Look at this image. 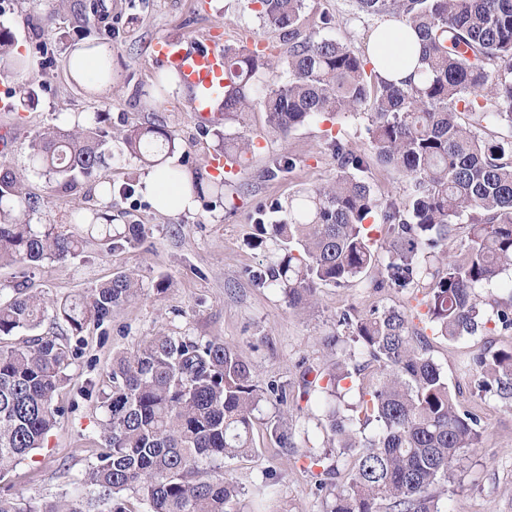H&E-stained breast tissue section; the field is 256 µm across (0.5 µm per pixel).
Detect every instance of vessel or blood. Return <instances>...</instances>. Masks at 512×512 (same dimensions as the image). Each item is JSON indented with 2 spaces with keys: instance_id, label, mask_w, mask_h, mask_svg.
Instances as JSON below:
<instances>
[{
  "instance_id": "obj_1",
  "label": "vessel or blood",
  "mask_w": 512,
  "mask_h": 512,
  "mask_svg": "<svg viewBox=\"0 0 512 512\" xmlns=\"http://www.w3.org/2000/svg\"><path fill=\"white\" fill-rule=\"evenodd\" d=\"M157 59L175 68L199 99L216 95L224 88V48L219 39L188 49L182 41L167 37L156 44Z\"/></svg>"
}]
</instances>
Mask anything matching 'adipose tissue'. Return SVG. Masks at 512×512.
Wrapping results in <instances>:
<instances>
[{
    "instance_id": "1",
    "label": "adipose tissue",
    "mask_w": 512,
    "mask_h": 512,
    "mask_svg": "<svg viewBox=\"0 0 512 512\" xmlns=\"http://www.w3.org/2000/svg\"><path fill=\"white\" fill-rule=\"evenodd\" d=\"M367 53L386 78L399 83L408 80L417 67L421 46L411 30L389 20L373 30ZM142 184L145 198L160 212L177 214L197 207L196 200L168 178L166 169H153Z\"/></svg>"
}]
</instances>
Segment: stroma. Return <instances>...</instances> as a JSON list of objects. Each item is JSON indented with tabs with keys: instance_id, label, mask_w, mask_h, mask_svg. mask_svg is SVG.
Listing matches in <instances>:
<instances>
[{
	"instance_id": "1",
	"label": "stroma",
	"mask_w": 512,
	"mask_h": 512,
	"mask_svg": "<svg viewBox=\"0 0 512 512\" xmlns=\"http://www.w3.org/2000/svg\"><path fill=\"white\" fill-rule=\"evenodd\" d=\"M101 11L91 13L88 43L112 47V80L89 84L76 79L68 67L80 40L67 14H60L52 29H25L24 14L38 13L42 0H0V23L12 27L19 42L44 41L54 46L57 65L45 67L39 54H31L30 72L42 73L46 88L38 101L22 113L0 115V161L25 171L30 190L47 203L31 217L35 224H53L58 230L85 237L80 256L60 265L46 261L37 266L16 264L0 267V289L26 282L32 292L48 299L90 293L112 274L126 270L141 280L144 293L112 315L111 322L89 326L80 355L71 367L72 380L57 402L65 414L34 450L0 483L7 496L58 500L71 492L73 483L96 460L100 446L96 398L87 396L86 385L103 384L115 351L135 349L157 333L220 339L234 346L255 370L261 384L285 385L299 380L303 364L325 367L333 355L321 343L336 331V315L354 306L361 312L374 307L399 306L402 293L374 292L365 282L344 287L325 286L318 292L314 310L298 315L289 311L279 289L259 286L253 271L268 266L275 243L254 247L256 209L271 203H287L300 191L331 182L336 162L326 143L334 133L351 149L366 151L367 116L356 111L333 121H315L288 134L267 124L265 112L256 110L243 119L220 127L228 137L251 139L253 154L246 167L235 170L221 199L176 215L154 210L142 196L102 198L100 185L120 186L128 178L143 179L147 165L127 154L122 143L107 146L105 161L92 181L76 195L52 197L48 180L28 168L29 144L41 128L57 125L70 130L90 126L98 112L107 113L106 127L163 122L184 141H193L191 152L176 150L171 159L186 172L207 167L219 144L218 136L203 135L191 110L190 92L172 83L164 95H156L154 81L161 66L154 59L158 37L172 33L206 42L212 32L224 35L225 43L250 46L256 43L286 54L288 45L277 31L263 25L247 0H100ZM333 19L332 35L351 40L364 49L376 28V18L355 14L351 0H306L303 30L316 31L322 15ZM284 156L294 166L277 177L267 169L272 159ZM103 210L125 214L127 220L146 227L144 242L135 248L109 251L98 238L88 236L77 213ZM169 286L156 292L160 278ZM429 353L448 378L449 387L465 384L462 365L484 348L512 346V332L499 336H474L448 341L430 337ZM478 406L487 427L482 446L468 453L460 466L458 482L448 491L451 512H512V408L490 400ZM291 427L295 445L280 447L271 433L273 404H266L253 424L252 456L233 461L230 474L239 482L252 512H322L314 472L295 463L298 453L320 446L323 412L302 398L291 400Z\"/></svg>"
}]
</instances>
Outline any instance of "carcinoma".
Segmentation results:
<instances>
[{
    "label": "carcinoma",
    "instance_id": "1",
    "mask_svg": "<svg viewBox=\"0 0 512 512\" xmlns=\"http://www.w3.org/2000/svg\"><path fill=\"white\" fill-rule=\"evenodd\" d=\"M373 17H392L412 29L422 45L417 81L387 80L367 56L340 38L304 36L299 22L306 0H252L267 26L288 41V56L272 62L263 50L224 47L229 76L218 110L238 120L258 108L268 124L287 134L326 116L367 106L366 131L376 158L412 180L404 202L382 204L361 173L365 155L333 137L336 160L330 185L298 194L287 205L257 211L255 246L271 240L280 254L253 272L260 285L280 289L288 308H315L323 286L340 287L376 267L375 291L407 293V308L354 307L336 315V333L322 345L336 351L327 371H303L302 396L322 408V447L352 457L339 479V460L308 451V468L318 467L322 512H450L448 483L462 457L479 448L486 431L474 410L429 355L426 330L448 341L512 330V290L507 297L482 298L478 290L512 266V0H353ZM86 16L84 6L55 0L53 11L27 26H50L64 11ZM15 32L0 25V65L28 72L27 56L14 52ZM45 83L34 77L14 88L18 105L38 98ZM102 113L80 131L49 126L30 145L32 168L48 177L51 192H74L104 161ZM488 125L509 131L484 136ZM124 148L158 166L181 147L163 125H135L119 133ZM250 141L224 142V157L247 161ZM229 179L200 171L191 182L195 198L205 188L219 194ZM44 201L33 195L27 176L0 162V266L67 263L84 240L31 224L27 217ZM284 217L269 221V215ZM380 213L392 242L373 248L365 221ZM467 245L448 254V240L461 226ZM90 233L111 251L141 243L143 224H115L96 213ZM143 293L136 274L119 271L82 299L47 301L16 287L0 294V482L33 450L42 447L64 410L55 403L71 380L87 327L112 320V313ZM64 323L65 335H37L22 343L11 337L45 322ZM376 371L378 382L345 400L346 382ZM313 380H308L310 373ZM479 397L512 407V347L483 349L463 366ZM101 409L104 451L61 500L7 497L0 512H132L135 498L148 512H240L242 492L224 470L228 460L255 453V413L278 406L272 434L292 448L286 426L291 389L260 385L251 364L217 339L158 333L139 347L112 354L109 385L89 384ZM378 432L363 435L371 423Z\"/></svg>",
    "mask_w": 512,
    "mask_h": 512
}]
</instances>
